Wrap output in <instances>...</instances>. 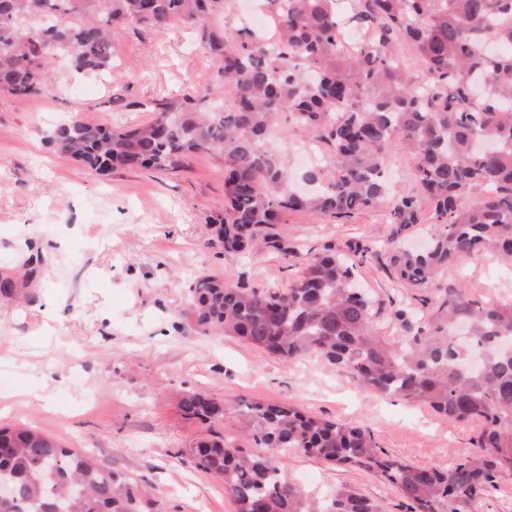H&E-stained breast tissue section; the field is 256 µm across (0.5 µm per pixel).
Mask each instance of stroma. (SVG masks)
I'll list each match as a JSON object with an SVG mask.
<instances>
[{
	"label": "stroma",
	"instance_id": "obj_1",
	"mask_svg": "<svg viewBox=\"0 0 512 512\" xmlns=\"http://www.w3.org/2000/svg\"><path fill=\"white\" fill-rule=\"evenodd\" d=\"M111 37L110 73H78L59 58L40 95L0 93V273L32 276L14 296L0 295V427L32 426L104 460L146 487L161 512H235L223 481L197 470L187 450L213 434L242 444L231 412L244 401L368 428L388 454L417 466L445 469L470 455L480 422L376 395L317 357L287 363L232 336L199 335L188 289L214 274L274 291L293 284L311 255L366 246L356 276L375 301L378 334L398 343L425 325L447 286L483 303L512 298V267L484 253L410 287L387 267L393 227L383 204L345 223L291 212L261 249L225 251L215 232L224 168L211 155L171 174L101 176L49 144L61 121L128 129L153 119L155 99L217 85L218 64L197 30L126 25ZM277 129L272 144L294 177L331 170L326 145L287 113ZM189 390L224 404V419L184 417L177 398ZM282 466L309 493L352 487L386 512H408L372 473L293 451Z\"/></svg>",
	"mask_w": 512,
	"mask_h": 512
}]
</instances>
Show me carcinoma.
<instances>
[{
	"mask_svg": "<svg viewBox=\"0 0 512 512\" xmlns=\"http://www.w3.org/2000/svg\"><path fill=\"white\" fill-rule=\"evenodd\" d=\"M228 2L0 0V92L40 94L58 55L78 72L112 69L115 26L195 27L221 63L222 86L235 92L231 107L163 97L147 124L111 130L73 120L50 141L97 173H174L193 154H212L224 165L216 236L226 251L267 239L289 211L345 222L386 202L395 237L421 223L424 205L434 219L425 251L390 253L393 274L411 286L483 252L512 262V0H351L346 19L336 0H261L274 37L247 30L234 40L208 25ZM350 24L371 37L345 49ZM401 46L423 63L428 83L402 64ZM280 112L329 147L327 186L310 172L309 189L293 190L286 157L267 147ZM398 147L414 155L420 195L398 192L385 178ZM477 183L486 192L472 201ZM369 252L358 246L349 261L315 255L275 292L200 276L190 288L192 315L205 336H237L289 363L316 355L376 394L425 404L451 421L478 420L474 453L428 469L390 457L365 428L251 402L240 416L253 449L219 435L188 449L198 470L223 480L236 512H385L351 488L311 497L283 475L281 455L290 448L376 474L409 512H465L512 476V354L502 348L512 337V299L482 304L450 288L424 328L390 343L375 333L373 300L354 285ZM470 352L482 356L475 371L465 369ZM178 405L190 418L224 417L201 393H184ZM0 483L13 488L0 512H52L61 500L66 512H159L131 478L36 428H0Z\"/></svg>",
	"mask_w": 512,
	"mask_h": 512,
	"instance_id": "1",
	"label": "carcinoma"
}]
</instances>
